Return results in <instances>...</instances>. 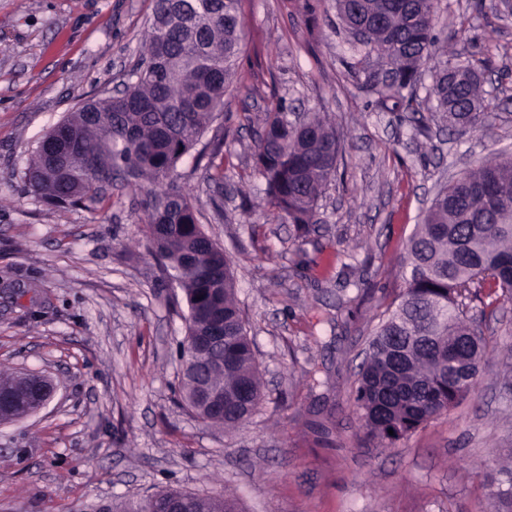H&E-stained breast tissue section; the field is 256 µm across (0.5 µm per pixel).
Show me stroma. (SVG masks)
I'll use <instances>...</instances> for the list:
<instances>
[{
  "label": "stroma",
  "instance_id": "obj_1",
  "mask_svg": "<svg viewBox=\"0 0 512 512\" xmlns=\"http://www.w3.org/2000/svg\"><path fill=\"white\" fill-rule=\"evenodd\" d=\"M153 0H0V370L58 389L0 424V512H97L166 488L227 494L243 512H488L485 475L512 463V301L484 312L489 365L471 395L385 448L365 439L357 373L401 292L405 245L448 180L512 154V13L501 0H440L445 59L482 67L492 112L478 131L429 132L347 74L335 0H240L245 40L224 110L201 138L224 152L215 211L197 150L174 178L228 257L264 393L227 429L180 398L187 306L144 224V193L115 179L59 208L31 193L39 141L87 99L122 89L145 52ZM327 112L337 173L304 239L271 215L256 172L278 102Z\"/></svg>",
  "mask_w": 512,
  "mask_h": 512
}]
</instances>
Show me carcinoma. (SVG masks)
Segmentation results:
<instances>
[{
	"label": "carcinoma",
	"mask_w": 512,
	"mask_h": 512,
	"mask_svg": "<svg viewBox=\"0 0 512 512\" xmlns=\"http://www.w3.org/2000/svg\"><path fill=\"white\" fill-rule=\"evenodd\" d=\"M239 0H154L145 58L131 70L119 97L89 100L58 122L67 132L69 163L50 166L35 149L27 181L33 192L60 206L78 204L101 190L91 170H128L162 186L147 192L146 229L164 272L183 290L187 331L205 334L211 314L224 311L225 374H212L236 393L224 427L246 421L263 401L253 342L236 300L224 250L201 229L189 197L171 180L178 161L199 141L224 94L244 42ZM342 30L358 59L351 65L361 89L392 109H408L422 67L436 53V0H336ZM476 69L456 63L432 70L429 95L452 132L483 127L488 106ZM342 150L336 125L321 112L293 122L282 106L266 113L255 142L256 168L266 203L305 234L317 202L336 173ZM205 170L222 189L224 156L209 153ZM399 303L377 326L358 373L355 407L366 438L391 445L441 416L474 389L485 369L487 345L474 343L481 324L469 302L512 297V157H496L442 187L406 246ZM205 302L197 303V297ZM199 375L181 369V398L192 407ZM52 390L35 373H0V387L16 397L4 419L24 418L32 386ZM393 433H388V430ZM493 512H512V466L488 480ZM166 488L143 499L115 501L102 512H159ZM189 512H240L231 496L192 494Z\"/></svg>",
	"instance_id": "1"
}]
</instances>
